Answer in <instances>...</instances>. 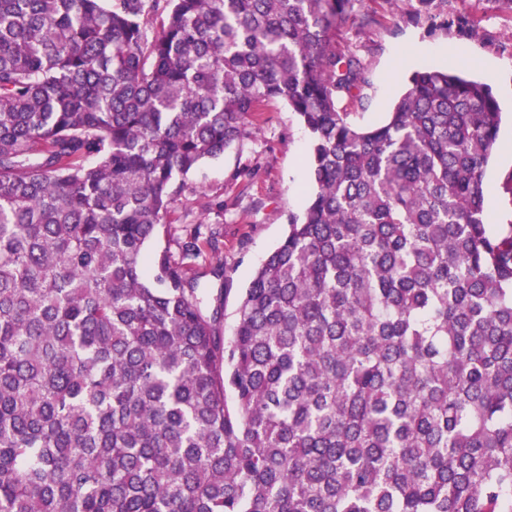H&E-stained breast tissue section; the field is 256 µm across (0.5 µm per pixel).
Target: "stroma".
<instances>
[{
  "instance_id": "1",
  "label": "stroma",
  "mask_w": 512,
  "mask_h": 512,
  "mask_svg": "<svg viewBox=\"0 0 512 512\" xmlns=\"http://www.w3.org/2000/svg\"><path fill=\"white\" fill-rule=\"evenodd\" d=\"M412 0L399 5L387 0H363L361 12L375 21L343 24L341 42L366 65L367 83L361 96L342 100L346 111L364 126L385 121L412 71L423 67H453L484 77L498 70L492 89L508 117L499 145L485 173V211L493 222L512 220V195L503 183L512 174V12L493 7L491 0H441L434 24L411 18ZM258 131L234 143L224 155L205 161L184 180V189L164 217V229L149 243V251L171 247L174 237L200 224L219 230L220 250L205 253L194 267L202 287L215 284L213 270L224 265L223 336H231L243 288L256 268L283 239L288 216L306 204L310 179L309 135L283 103L264 105Z\"/></svg>"
}]
</instances>
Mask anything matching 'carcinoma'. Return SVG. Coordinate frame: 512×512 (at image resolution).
I'll list each match as a JSON object with an SVG mask.
<instances>
[{
  "instance_id": "carcinoma-1",
  "label": "carcinoma",
  "mask_w": 512,
  "mask_h": 512,
  "mask_svg": "<svg viewBox=\"0 0 512 512\" xmlns=\"http://www.w3.org/2000/svg\"><path fill=\"white\" fill-rule=\"evenodd\" d=\"M360 2L0 0V512H512L502 109L424 69L358 124ZM270 101L308 201L225 338L198 233L146 247Z\"/></svg>"
}]
</instances>
